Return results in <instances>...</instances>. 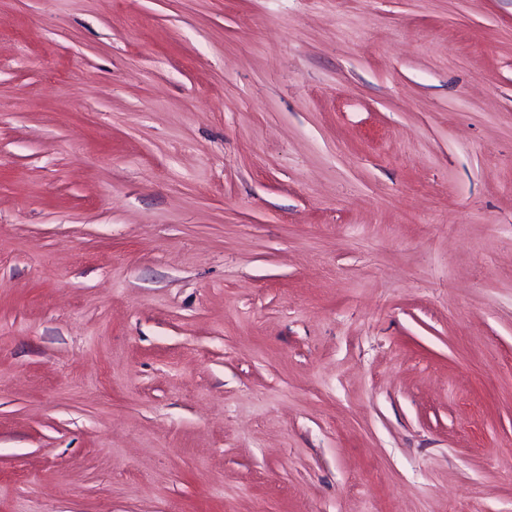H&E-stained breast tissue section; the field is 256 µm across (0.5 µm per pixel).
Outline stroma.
I'll list each match as a JSON object with an SVG mask.
<instances>
[{
    "label": "stroma",
    "instance_id": "35a3bbf8",
    "mask_svg": "<svg viewBox=\"0 0 512 512\" xmlns=\"http://www.w3.org/2000/svg\"><path fill=\"white\" fill-rule=\"evenodd\" d=\"M0 512H512V0H0Z\"/></svg>",
    "mask_w": 512,
    "mask_h": 512
}]
</instances>
